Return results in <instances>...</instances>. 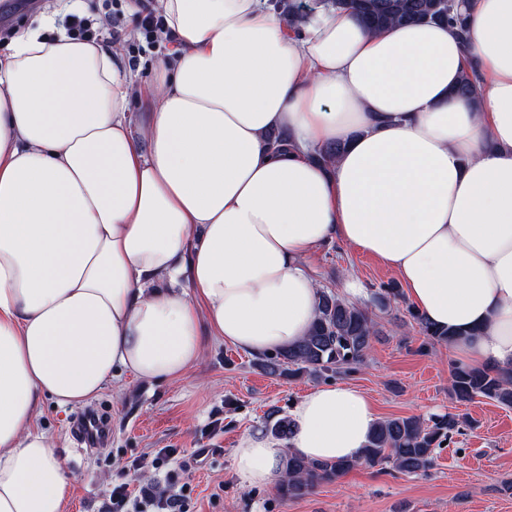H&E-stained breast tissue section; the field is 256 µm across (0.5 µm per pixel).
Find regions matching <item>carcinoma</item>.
<instances>
[{
	"label": "carcinoma",
	"mask_w": 512,
	"mask_h": 512,
	"mask_svg": "<svg viewBox=\"0 0 512 512\" xmlns=\"http://www.w3.org/2000/svg\"><path fill=\"white\" fill-rule=\"evenodd\" d=\"M334 2L337 7H355L372 32L418 22L442 21L466 33L465 18L448 7V0ZM279 9L295 26L307 16L300 0H289L279 5ZM399 297L400 289L389 283L374 293L373 302L385 308ZM406 312L425 336L420 351L435 344L449 345L456 340L457 333L430 325L414 308L409 307ZM378 335L379 330L365 308L324 290L320 295L317 319L309 334L295 345L261 358L257 365L266 372L287 379L304 374L314 378L347 375L364 361L373 339ZM448 392L459 402H471L481 397L512 408V370L456 365L450 373ZM465 424L466 420L452 413L427 420L415 416L383 420L372 433L362 458L357 461H318L288 455L278 489L289 500L300 499L317 485L332 482L362 464L378 466L384 471L424 474L436 465L442 443L451 441ZM265 430L285 440L292 434L291 421L287 416L276 415L266 422Z\"/></svg>",
	"instance_id": "obj_1"
}]
</instances>
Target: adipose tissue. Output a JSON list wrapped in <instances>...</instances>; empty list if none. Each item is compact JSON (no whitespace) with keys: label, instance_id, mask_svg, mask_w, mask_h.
I'll list each match as a JSON object with an SVG mask.
<instances>
[{"label":"adipose tissue","instance_id":"obj_1","mask_svg":"<svg viewBox=\"0 0 512 512\" xmlns=\"http://www.w3.org/2000/svg\"><path fill=\"white\" fill-rule=\"evenodd\" d=\"M176 36L152 109L110 49L51 18L0 52V512H63L76 480L38 427L119 372L165 383L206 336L251 356L306 336L307 264L334 241L455 330L456 362L512 366V0L370 34L351 7L292 34L271 0H159ZM475 96L456 93L469 61ZM341 143L332 159L319 151ZM242 435L244 488L288 454L360 459L379 417L350 384Z\"/></svg>","mask_w":512,"mask_h":512}]
</instances>
